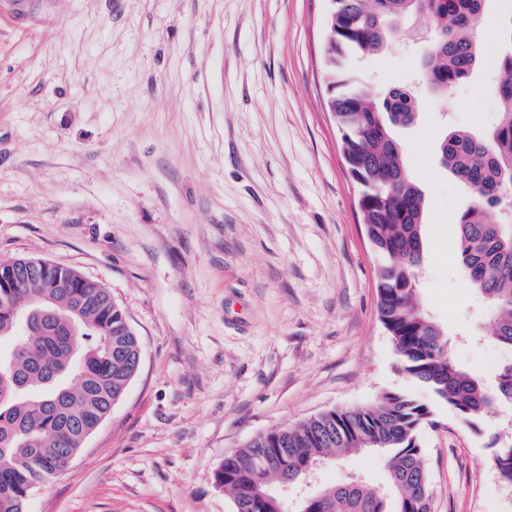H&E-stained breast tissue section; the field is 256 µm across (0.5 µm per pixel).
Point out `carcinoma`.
<instances>
[{
  "label": "carcinoma",
  "mask_w": 512,
  "mask_h": 512,
  "mask_svg": "<svg viewBox=\"0 0 512 512\" xmlns=\"http://www.w3.org/2000/svg\"><path fill=\"white\" fill-rule=\"evenodd\" d=\"M486 0H334L330 15L329 87L359 210L381 258L378 316L392 336L399 367L457 419L473 427L494 407L512 408V363L493 385L462 370L446 331L421 307L418 271L424 259L426 204L409 176L393 128L414 122L418 101L402 86L377 101L351 76V59L384 50L396 38H417L410 18L428 19L420 76L438 95L481 64L497 74L498 120L485 136L453 131L439 143V161L471 192L460 213L457 246L473 287L497 309L488 335L512 347V225L488 209L512 208V16L501 43L485 48L475 25ZM13 259L18 281L0 288V512H26L30 485L46 484L84 445L83 432L107 416L136 376L141 345L126 328L125 310L107 288H85L54 265L39 273ZM28 311L27 324L13 310ZM431 404L390 392L369 405L331 410L256 436L215 474L235 512H430L421 430L436 425ZM385 454L390 495L359 483L326 487L290 505L272 482L303 478V467L361 449Z\"/></svg>",
  "instance_id": "cac0c4a2"
}]
</instances>
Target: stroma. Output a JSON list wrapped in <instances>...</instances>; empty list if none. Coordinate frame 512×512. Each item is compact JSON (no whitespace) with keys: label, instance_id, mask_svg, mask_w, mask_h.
Returning a JSON list of instances; mask_svg holds the SVG:
<instances>
[{"label":"stroma","instance_id":"1","mask_svg":"<svg viewBox=\"0 0 512 512\" xmlns=\"http://www.w3.org/2000/svg\"><path fill=\"white\" fill-rule=\"evenodd\" d=\"M326 0H53L16 22L0 0V260H49L123 307L141 364L70 466L27 512H233L214 475L255 436L387 392L428 399L377 315L359 188L329 108ZM402 40L351 64L383 98L413 82ZM399 128L426 201L418 297L454 360L493 383L512 349L456 251L469 193L438 161L446 132H487L490 66L447 98L419 90ZM421 432L431 512H512L491 440L435 408ZM388 486L384 456L318 471L304 491Z\"/></svg>","mask_w":512,"mask_h":512}]
</instances>
